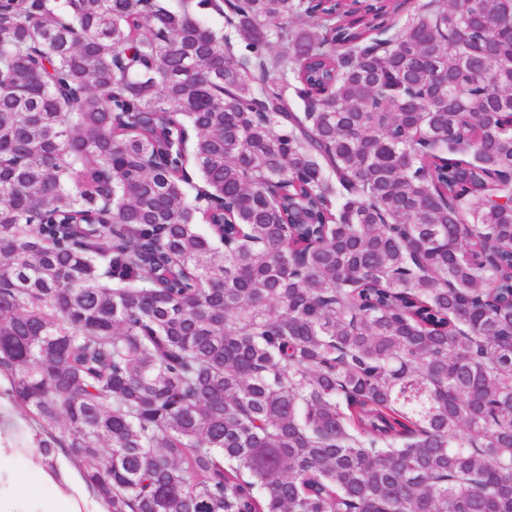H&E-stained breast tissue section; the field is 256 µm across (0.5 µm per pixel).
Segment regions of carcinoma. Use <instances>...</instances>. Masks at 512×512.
I'll return each instance as SVG.
<instances>
[{
    "instance_id": "carcinoma-1",
    "label": "carcinoma",
    "mask_w": 512,
    "mask_h": 512,
    "mask_svg": "<svg viewBox=\"0 0 512 512\" xmlns=\"http://www.w3.org/2000/svg\"><path fill=\"white\" fill-rule=\"evenodd\" d=\"M509 112L512 0H0L44 455L110 512H512Z\"/></svg>"
}]
</instances>
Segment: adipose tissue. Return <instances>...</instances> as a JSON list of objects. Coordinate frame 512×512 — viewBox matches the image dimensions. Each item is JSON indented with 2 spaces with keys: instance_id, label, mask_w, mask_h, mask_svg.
<instances>
[{
  "instance_id": "1",
  "label": "adipose tissue",
  "mask_w": 512,
  "mask_h": 512,
  "mask_svg": "<svg viewBox=\"0 0 512 512\" xmlns=\"http://www.w3.org/2000/svg\"><path fill=\"white\" fill-rule=\"evenodd\" d=\"M24 425L18 414L0 413V512H106L70 463L48 462L18 439Z\"/></svg>"
}]
</instances>
